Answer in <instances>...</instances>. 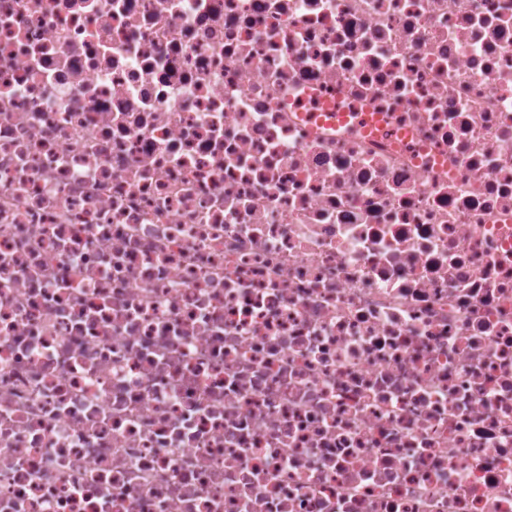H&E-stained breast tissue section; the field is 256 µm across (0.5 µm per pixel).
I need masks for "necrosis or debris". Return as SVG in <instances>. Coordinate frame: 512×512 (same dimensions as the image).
I'll use <instances>...</instances> for the list:
<instances>
[{"instance_id":"necrosis-or-debris-1","label":"necrosis or debris","mask_w":512,"mask_h":512,"mask_svg":"<svg viewBox=\"0 0 512 512\" xmlns=\"http://www.w3.org/2000/svg\"><path fill=\"white\" fill-rule=\"evenodd\" d=\"M0 512H512V0H0Z\"/></svg>"}]
</instances>
